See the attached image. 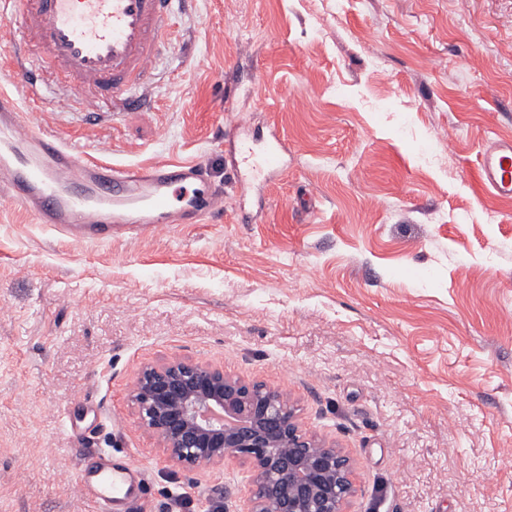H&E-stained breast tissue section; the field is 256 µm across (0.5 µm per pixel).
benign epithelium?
I'll return each mask as SVG.
<instances>
[{
    "instance_id": "1",
    "label": "benign epithelium",
    "mask_w": 512,
    "mask_h": 512,
    "mask_svg": "<svg viewBox=\"0 0 512 512\" xmlns=\"http://www.w3.org/2000/svg\"><path fill=\"white\" fill-rule=\"evenodd\" d=\"M130 397L139 424L177 466L244 463V512H346L353 463L308 434L279 389L183 357L144 364Z\"/></svg>"
}]
</instances>
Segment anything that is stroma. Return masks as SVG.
<instances>
[{"label": "stroma", "mask_w": 512, "mask_h": 512, "mask_svg": "<svg viewBox=\"0 0 512 512\" xmlns=\"http://www.w3.org/2000/svg\"><path fill=\"white\" fill-rule=\"evenodd\" d=\"M288 168L238 185L224 95ZM96 125L60 84L28 120L117 164H206L211 224L75 243L0 199V512H94L100 452L136 512H242L247 467L170 464L140 366L279 387L355 466L348 512H512V0H189L147 91ZM248 223H241V216ZM479 177L494 195L512 198V139L500 138L481 154ZM145 480L143 470L132 462L111 466L103 457L90 469H83L75 483L82 495L97 505V512H133Z\"/></svg>", "instance_id": "35a3bbf8"}]
</instances>
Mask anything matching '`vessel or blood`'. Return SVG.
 <instances>
[{"instance_id": "b4317fda", "label": "vessel or blood", "mask_w": 512, "mask_h": 512, "mask_svg": "<svg viewBox=\"0 0 512 512\" xmlns=\"http://www.w3.org/2000/svg\"><path fill=\"white\" fill-rule=\"evenodd\" d=\"M177 0H0V18L20 32L5 66L27 90L26 98L0 88V197L72 241H108L113 231L157 230L176 221L203 224L220 211L218 195L201 162L150 167L116 166L82 157L66 140L35 129L23 112L36 101L47 76L64 78L82 98L86 113L102 100L123 98L141 110V89L167 52L165 35L175 24ZM244 127L231 123L228 137L240 144L232 172L236 182L283 171L284 138L244 141ZM479 177L494 195L512 198V139L488 144ZM145 480L134 463L99 460L82 470L76 485L97 512H133Z\"/></svg>"}]
</instances>
